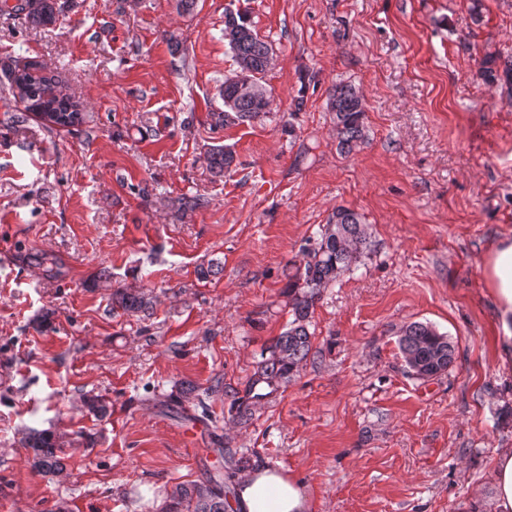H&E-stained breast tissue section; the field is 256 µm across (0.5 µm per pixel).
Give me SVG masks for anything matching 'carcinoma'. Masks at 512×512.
Returning <instances> with one entry per match:
<instances>
[{
    "label": "carcinoma",
    "instance_id": "carcinoma-1",
    "mask_svg": "<svg viewBox=\"0 0 512 512\" xmlns=\"http://www.w3.org/2000/svg\"><path fill=\"white\" fill-rule=\"evenodd\" d=\"M0 11L19 12L35 27L55 23L63 11L58 0H0ZM224 40L232 54L236 69L217 87L224 104L219 116L224 125L251 122L271 111L273 99L260 83L274 61L272 45L252 25L249 12L237 8L224 11ZM10 90L24 105L28 114L58 130L88 122L83 106L66 92L52 72L29 61L7 70ZM327 111L332 114L336 139L341 151L349 152L365 137L364 96L354 86L337 84L327 96ZM209 171L224 176L235 162L234 151L226 146H212L204 156ZM367 225L353 210L338 206L322 225L312 247L305 250L303 264L288 280L291 320L288 328L277 336L270 356L260 362L243 396L233 402L232 421L247 423L254 409L278 387L297 375L311 351L310 318L322 290L336 281L370 250ZM152 307L150 298L139 288L112 289V308L125 313H146ZM398 347L407 372L418 379L439 377L454 363L456 347L451 338L432 325L411 322L400 330ZM31 451L29 463L42 477H56L66 469L63 448L51 432L34 431L25 440ZM214 452L224 460V468L243 470L249 459L224 443V436L213 435ZM228 486L220 470L208 473L205 480L176 485L164 512H225Z\"/></svg>",
    "mask_w": 512,
    "mask_h": 512
}]
</instances>
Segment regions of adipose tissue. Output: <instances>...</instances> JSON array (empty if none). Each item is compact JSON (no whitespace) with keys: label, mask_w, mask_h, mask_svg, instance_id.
I'll use <instances>...</instances> for the list:
<instances>
[{"label":"adipose tissue","mask_w":512,"mask_h":512,"mask_svg":"<svg viewBox=\"0 0 512 512\" xmlns=\"http://www.w3.org/2000/svg\"><path fill=\"white\" fill-rule=\"evenodd\" d=\"M484 273L497 310L496 330L503 358L512 357V238L504 239L484 261ZM240 512H309L297 480L262 469L240 484Z\"/></svg>","instance_id":"ef3b65f1"}]
</instances>
